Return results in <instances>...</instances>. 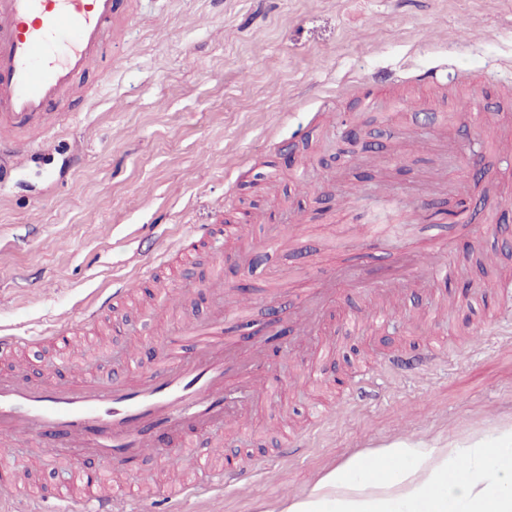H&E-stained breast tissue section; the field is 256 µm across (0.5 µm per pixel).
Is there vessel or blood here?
I'll use <instances>...</instances> for the list:
<instances>
[{"label":"vessel or blood","instance_id":"1","mask_svg":"<svg viewBox=\"0 0 512 512\" xmlns=\"http://www.w3.org/2000/svg\"><path fill=\"white\" fill-rule=\"evenodd\" d=\"M115 0H0V181L6 159L41 146L37 123L63 107L79 76L103 55ZM155 363L135 378L87 373L69 381L0 374V456L33 442L48 452L88 460L91 488L109 472L179 439L185 461L211 436L220 447L224 419L253 393L270 394L278 379L257 373L263 346L224 333V317L184 321L178 340L155 339ZM81 512H130L113 494L85 500Z\"/></svg>","mask_w":512,"mask_h":512}]
</instances>
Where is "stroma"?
Returning a JSON list of instances; mask_svg holds the SVG:
<instances>
[{"label": "stroma", "mask_w": 512, "mask_h": 512, "mask_svg": "<svg viewBox=\"0 0 512 512\" xmlns=\"http://www.w3.org/2000/svg\"><path fill=\"white\" fill-rule=\"evenodd\" d=\"M437 70L435 83L420 74ZM111 79L100 84L98 75ZM378 107L368 110L366 99ZM422 98L425 112L405 105ZM69 114L41 150L16 157L0 183V334L32 337L24 374L56 364L47 332L81 323L100 294L143 278L133 303L78 334L72 367L125 376V354L183 320L224 307L244 287L248 322L264 321L277 292L306 317L312 289L338 271L395 287L340 288L318 336L288 356L265 346L262 373L277 393L224 424L210 459L241 460L245 475L210 490L192 466L175 473L159 448L122 470L138 512H166L182 483L201 494L182 512H274L331 467L412 437L467 438L512 425V0H119L108 48L75 84ZM362 132L346 139L344 119ZM480 154L471 204L487 226L430 221L374 240L364 211L388 192L402 203L429 173L448 174L449 140ZM230 223L221 251L180 250L195 224ZM169 266L155 268L160 250ZM450 257L454 277L430 276ZM474 284L463 294L465 284ZM178 296L163 304L161 291ZM386 309L364 328L352 317ZM109 337L107 354L87 344ZM443 342L440 361L403 374L393 350ZM376 377L362 389L363 373ZM17 470L53 488L76 466L39 446L16 448Z\"/></svg>", "instance_id": "obj_1"}]
</instances>
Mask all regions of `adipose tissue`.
Wrapping results in <instances>:
<instances>
[{"mask_svg":"<svg viewBox=\"0 0 512 512\" xmlns=\"http://www.w3.org/2000/svg\"><path fill=\"white\" fill-rule=\"evenodd\" d=\"M279 512H512V426L353 453Z\"/></svg>","mask_w":512,"mask_h":512,"instance_id":"obj_1","label":"adipose tissue"}]
</instances>
